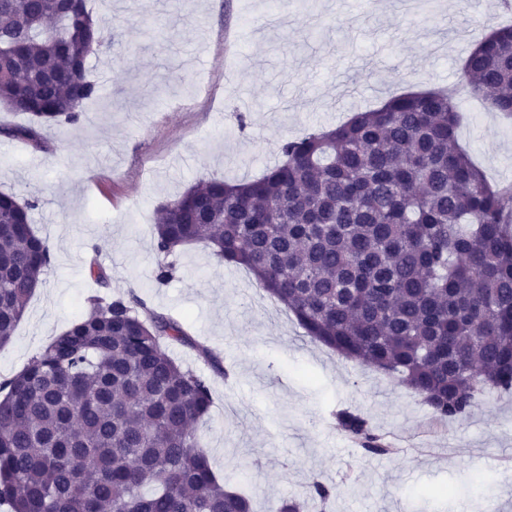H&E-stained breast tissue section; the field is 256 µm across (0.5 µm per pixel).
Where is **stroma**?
<instances>
[{"mask_svg": "<svg viewBox=\"0 0 512 512\" xmlns=\"http://www.w3.org/2000/svg\"><path fill=\"white\" fill-rule=\"evenodd\" d=\"M89 0L113 19L115 44L91 54L99 94L80 121L45 130L43 150L8 136L28 116L0 108V191L36 200L34 226L52 260L6 345L11 377L89 310L100 287L135 293L182 320L235 372L212 376L195 351H167L211 379L201 444L255 512L306 498L311 479L334 491L306 512H512V394L480 395L470 414L432 427L396 377L342 358L306 336L245 269L204 245L182 248L156 283L159 208L202 179L252 180L284 139L332 128L390 96L459 81L476 32L504 20L503 0ZM460 145L493 182L512 183V120L460 100ZM362 414L397 438L394 454L350 447L336 413ZM451 488L452 496L430 492Z\"/></svg>", "mask_w": 512, "mask_h": 512, "instance_id": "obj_1", "label": "stroma"}]
</instances>
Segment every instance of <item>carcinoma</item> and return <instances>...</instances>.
<instances>
[{
    "instance_id": "cac0c4a2",
    "label": "carcinoma",
    "mask_w": 512,
    "mask_h": 512,
    "mask_svg": "<svg viewBox=\"0 0 512 512\" xmlns=\"http://www.w3.org/2000/svg\"><path fill=\"white\" fill-rule=\"evenodd\" d=\"M110 22L86 3L0 0V105L35 150L43 129L79 122L98 85L88 57ZM468 92L512 116V25L476 41ZM454 91L407 92L280 146L258 179L200 181L162 206L156 280L202 243L247 268L312 341L395 376L438 421L512 390V184L492 185L457 144ZM36 202L0 191V346L42 284L50 248ZM219 356L135 294L91 310L0 382V504L11 512H252L202 449L209 379L164 343ZM336 425L365 452L394 448L364 417Z\"/></svg>"
}]
</instances>
